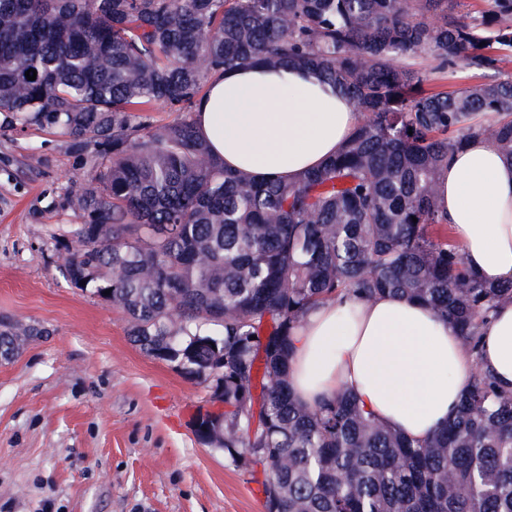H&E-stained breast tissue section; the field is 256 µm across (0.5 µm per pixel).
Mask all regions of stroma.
<instances>
[{"mask_svg": "<svg viewBox=\"0 0 512 512\" xmlns=\"http://www.w3.org/2000/svg\"><path fill=\"white\" fill-rule=\"evenodd\" d=\"M76 168L63 138L0 133V320L38 330L0 357V512H266L261 467L194 431L212 391L63 278Z\"/></svg>", "mask_w": 512, "mask_h": 512, "instance_id": "stroma-1", "label": "stroma"}]
</instances>
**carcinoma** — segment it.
Here are the masks:
<instances>
[{
    "label": "carcinoma",
    "mask_w": 512,
    "mask_h": 512,
    "mask_svg": "<svg viewBox=\"0 0 512 512\" xmlns=\"http://www.w3.org/2000/svg\"><path fill=\"white\" fill-rule=\"evenodd\" d=\"M461 5L0 0V132L60 136L79 163L64 279L121 310L146 354L211 385L224 452L263 466L267 512H512V390L480 365L455 416L417 442L345 391L308 407L290 383L291 334L320 304L421 301L476 359L480 326L512 300V281L467 269L436 208L439 172L470 138L512 159V0L468 22ZM256 64L311 69L362 115L292 183L225 169L196 131L211 78ZM458 70L495 75L425 88ZM162 106L183 116L139 121ZM40 334L0 321V353Z\"/></svg>",
    "instance_id": "1"
}]
</instances>
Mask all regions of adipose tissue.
<instances>
[{
  "label": "adipose tissue",
  "mask_w": 512,
  "mask_h": 512,
  "mask_svg": "<svg viewBox=\"0 0 512 512\" xmlns=\"http://www.w3.org/2000/svg\"><path fill=\"white\" fill-rule=\"evenodd\" d=\"M361 121L312 71L257 66L215 75L195 108L199 136L227 168L292 182L334 158ZM436 204L464 262L485 282L512 279V160L476 137L448 156ZM480 361L512 389V302L481 328ZM454 325L406 298L348 296L314 308L292 334L291 381L307 406L345 390L416 440L451 418L477 363Z\"/></svg>",
  "instance_id": "1"
}]
</instances>
